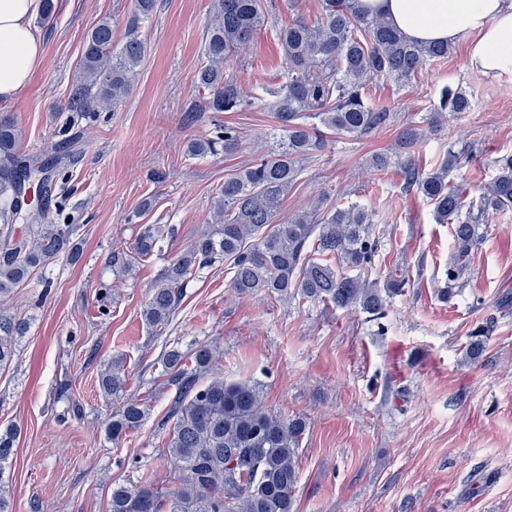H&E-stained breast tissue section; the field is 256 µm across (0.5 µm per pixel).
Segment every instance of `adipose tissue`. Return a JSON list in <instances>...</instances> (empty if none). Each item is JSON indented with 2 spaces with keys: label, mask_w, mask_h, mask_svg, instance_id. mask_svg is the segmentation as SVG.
Returning <instances> with one entry per match:
<instances>
[{
  "label": "adipose tissue",
  "mask_w": 512,
  "mask_h": 512,
  "mask_svg": "<svg viewBox=\"0 0 512 512\" xmlns=\"http://www.w3.org/2000/svg\"><path fill=\"white\" fill-rule=\"evenodd\" d=\"M410 40L466 39V63L484 75L512 74V0H362ZM42 0H0V100L13 98L42 63L33 21Z\"/></svg>",
  "instance_id": "obj_1"
}]
</instances>
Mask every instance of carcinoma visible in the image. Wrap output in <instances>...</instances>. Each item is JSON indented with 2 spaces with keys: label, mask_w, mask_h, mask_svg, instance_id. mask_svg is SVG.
<instances>
[{
  "label": "carcinoma",
  "mask_w": 512,
  "mask_h": 512,
  "mask_svg": "<svg viewBox=\"0 0 512 512\" xmlns=\"http://www.w3.org/2000/svg\"><path fill=\"white\" fill-rule=\"evenodd\" d=\"M156 0H133V17L120 48L112 42V22L100 20L86 35L76 84L64 110L76 123L90 112L110 110L128 96L136 69L145 55L139 24L154 12ZM214 19L207 29L204 61L196 74L204 112H237L250 105L241 85L224 67L247 46L265 23L262 0H213ZM288 81L271 92L270 104L282 136L267 151L224 179L208 229L164 268L150 289L142 317L163 332L179 305L183 288L201 270L222 261L230 270L229 287L242 297L256 294L329 302L341 309H359L375 319L386 315L390 300L405 281L369 279L378 239L372 213L357 203L330 207L322 217L299 211L287 223H275L283 198L301 173L300 161L318 150L320 133L309 120L339 133L361 135L391 122L383 104L366 95L380 79H409L431 61L448 56L451 45L409 40L387 18L367 13L361 0H322L319 16H302L278 32ZM472 109L460 87L441 91L430 122ZM422 139L413 125L401 131L404 159L397 161L405 188L433 204L440 224L453 225L455 251L445 270L443 298L461 278L477 241L479 217H461L466 189L448 182L458 156L448 153L428 173L412 160L411 149ZM238 128L217 126L209 137L191 139V158L236 151ZM496 175L481 196L480 213L512 207V156L494 162ZM54 168L41 156L18 153L17 131L0 117V298L28 280L32 273L60 256L78 258L72 225L57 224L41 206L30 203L29 237L14 241L13 223L28 178ZM171 224H143L129 251H112V266L129 269L150 257ZM28 322L0 314V368L9 365ZM490 329L480 326L469 335L466 356L478 360ZM167 384L173 391L163 425L168 427L166 460L172 489L145 482L112 487L109 512H295L299 483L298 456L307 422L265 408L259 386L224 381L214 370L215 349L199 343L189 355L174 347L163 356ZM125 361L115 358L100 374L99 388L118 403L106 425L112 441L139 429L150 412L144 399L125 397ZM16 432H0V475L14 455Z\"/></svg>",
  "instance_id": "1"
}]
</instances>
